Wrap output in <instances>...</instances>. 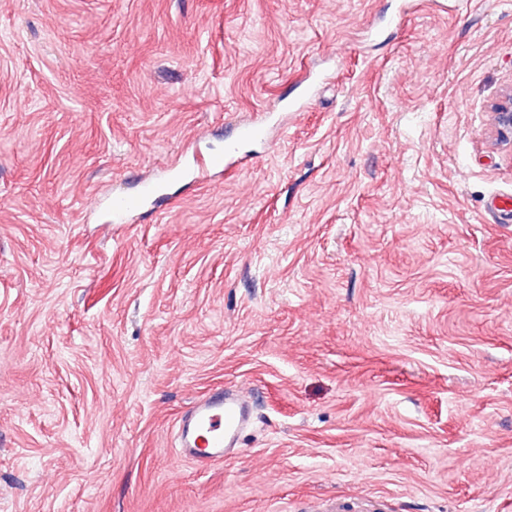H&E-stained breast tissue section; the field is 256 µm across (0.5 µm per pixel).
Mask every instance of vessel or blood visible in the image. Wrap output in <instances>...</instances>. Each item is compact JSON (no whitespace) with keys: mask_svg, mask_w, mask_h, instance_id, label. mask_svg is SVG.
<instances>
[{"mask_svg":"<svg viewBox=\"0 0 512 512\" xmlns=\"http://www.w3.org/2000/svg\"><path fill=\"white\" fill-rule=\"evenodd\" d=\"M145 186L140 197H113L110 206L115 218L136 210L144 197L154 193ZM251 395L241 387H225L197 400L177 422V456L195 463L219 462L231 458L250 424Z\"/></svg>","mask_w":512,"mask_h":512,"instance_id":"obj_1","label":"vessel or blood"}]
</instances>
